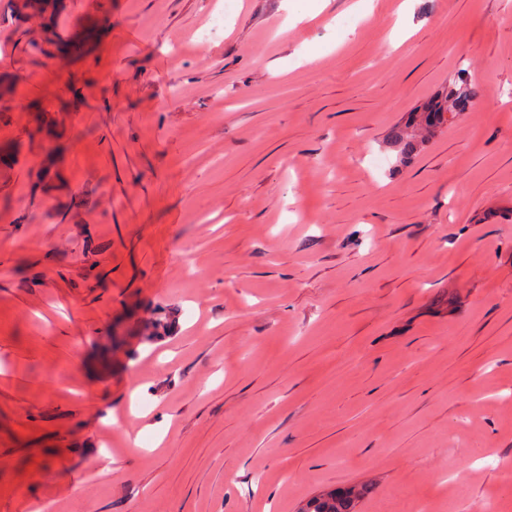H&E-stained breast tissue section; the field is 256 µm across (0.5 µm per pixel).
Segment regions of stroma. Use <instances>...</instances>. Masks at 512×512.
Listing matches in <instances>:
<instances>
[{"mask_svg":"<svg viewBox=\"0 0 512 512\" xmlns=\"http://www.w3.org/2000/svg\"><path fill=\"white\" fill-rule=\"evenodd\" d=\"M510 471L512 0H0V512H512ZM478 91L461 72L457 78L440 93L428 101L420 112H410L404 127L394 126L389 132V140L399 153V159L408 160L418 152L430 138L454 124L468 112ZM448 109H457L448 112ZM367 493L364 484L332 488L302 500L296 512H355L357 503Z\"/></svg>","mask_w":512,"mask_h":512,"instance_id":"1","label":"stroma"}]
</instances>
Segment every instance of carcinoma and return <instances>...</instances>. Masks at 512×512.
I'll list each match as a JSON object with an SVG mask.
<instances>
[{
	"instance_id": "carcinoma-1",
	"label": "carcinoma",
	"mask_w": 512,
	"mask_h": 512,
	"mask_svg": "<svg viewBox=\"0 0 512 512\" xmlns=\"http://www.w3.org/2000/svg\"><path fill=\"white\" fill-rule=\"evenodd\" d=\"M478 91L461 72L440 93L428 101L421 111L410 114L403 126H395L389 132V140L405 161L418 152L430 138L454 124L468 112ZM169 328L166 317L158 315L145 325V341L154 342ZM367 493L364 484L323 490L301 501L296 512H355L357 503Z\"/></svg>"
}]
</instances>
